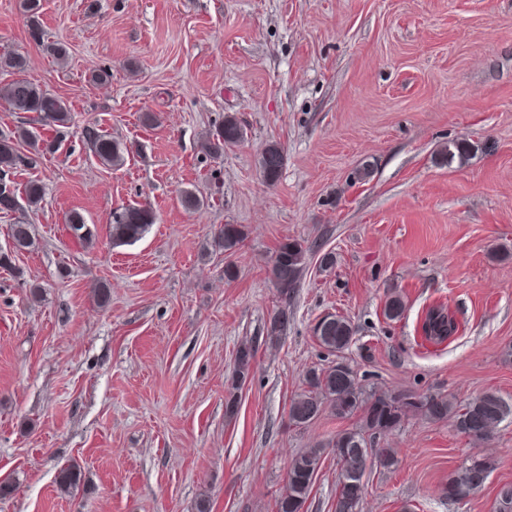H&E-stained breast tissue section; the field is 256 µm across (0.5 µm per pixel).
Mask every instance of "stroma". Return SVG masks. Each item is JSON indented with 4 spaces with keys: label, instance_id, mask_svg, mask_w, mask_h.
I'll return each mask as SVG.
<instances>
[{
    "label": "stroma",
    "instance_id": "1",
    "mask_svg": "<svg viewBox=\"0 0 512 512\" xmlns=\"http://www.w3.org/2000/svg\"><path fill=\"white\" fill-rule=\"evenodd\" d=\"M41 4L38 43L20 0H0V53L25 56L27 78L72 115L62 149L15 176L45 197L35 247L0 267V485L13 488L0 512H196L203 498L211 512H275L287 463L317 446L304 512H335L330 443L357 418L288 419L306 371L331 362L381 391L512 406V0ZM57 42L66 64L45 50ZM101 69L108 83L92 85ZM228 114L246 135L215 159L201 141ZM93 120L130 145L122 166L85 148ZM272 142L285 165L270 185L259 157ZM365 164L370 178L352 181ZM186 189L206 207L183 206ZM129 205L156 222L113 245L111 215ZM73 211L92 244L72 237ZM226 224L248 233L229 257L214 246ZM289 238L311 254L284 338L258 348L226 415L236 351L278 305L271 266ZM394 295L405 310L391 321ZM437 305L458 331L434 344L421 326ZM328 314L354 330L335 354L313 332ZM381 445L400 463L372 469L361 512H498L512 486V415L475 442L453 418L413 412ZM473 458L491 459L486 481L449 499V473ZM70 464L82 477L63 494Z\"/></svg>",
    "mask_w": 512,
    "mask_h": 512
}]
</instances>
